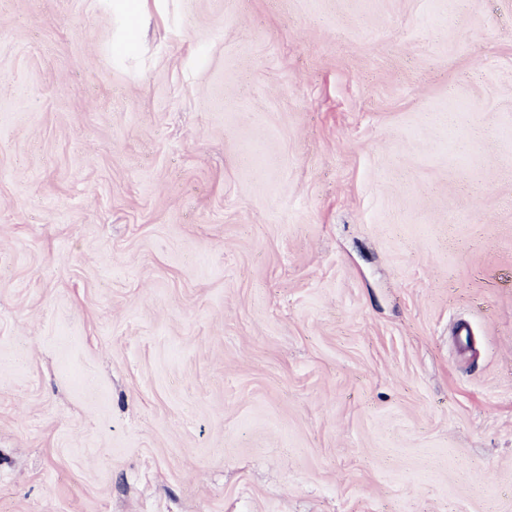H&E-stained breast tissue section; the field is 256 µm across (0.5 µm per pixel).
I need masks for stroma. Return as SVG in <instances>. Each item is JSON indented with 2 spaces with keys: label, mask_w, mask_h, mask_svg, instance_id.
Segmentation results:
<instances>
[{
  "label": "stroma",
  "mask_w": 512,
  "mask_h": 512,
  "mask_svg": "<svg viewBox=\"0 0 512 512\" xmlns=\"http://www.w3.org/2000/svg\"><path fill=\"white\" fill-rule=\"evenodd\" d=\"M0 512H512V0H0Z\"/></svg>",
  "instance_id": "1"
}]
</instances>
